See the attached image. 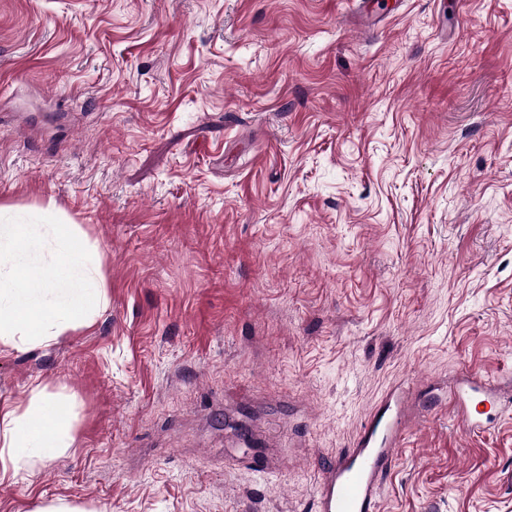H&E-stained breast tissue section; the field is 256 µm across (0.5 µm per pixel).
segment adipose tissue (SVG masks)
<instances>
[{"instance_id":"adipose-tissue-1","label":"adipose tissue","mask_w":512,"mask_h":512,"mask_svg":"<svg viewBox=\"0 0 512 512\" xmlns=\"http://www.w3.org/2000/svg\"><path fill=\"white\" fill-rule=\"evenodd\" d=\"M71 445L68 413L60 402L35 390L25 409L0 418V478L19 476L32 458L52 459Z\"/></svg>"}]
</instances>
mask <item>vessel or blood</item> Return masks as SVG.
Instances as JSON below:
<instances>
[{
	"label": "vessel or blood",
	"instance_id": "vessel-or-blood-1",
	"mask_svg": "<svg viewBox=\"0 0 512 512\" xmlns=\"http://www.w3.org/2000/svg\"><path fill=\"white\" fill-rule=\"evenodd\" d=\"M495 384L478 372L463 374L448 394L450 407L461 409L468 430L481 429L479 412L470 403H485ZM405 418L402 391L390 392L375 415L363 426L352 448L328 466L319 484L318 512H378L381 481L399 446Z\"/></svg>",
	"mask_w": 512,
	"mask_h": 512
}]
</instances>
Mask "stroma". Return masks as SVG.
<instances>
[{"label": "stroma", "mask_w": 512, "mask_h": 512, "mask_svg": "<svg viewBox=\"0 0 512 512\" xmlns=\"http://www.w3.org/2000/svg\"><path fill=\"white\" fill-rule=\"evenodd\" d=\"M0 206L54 216L106 303L0 348V415L73 444L0 512H317L402 384L379 512H512V0H0ZM495 384L478 372L469 371L463 374L457 387L448 393V405L462 411L463 422L470 431L482 428L479 407L494 395ZM475 412L468 409L467 403H474Z\"/></svg>", "instance_id": "1"}]
</instances>
